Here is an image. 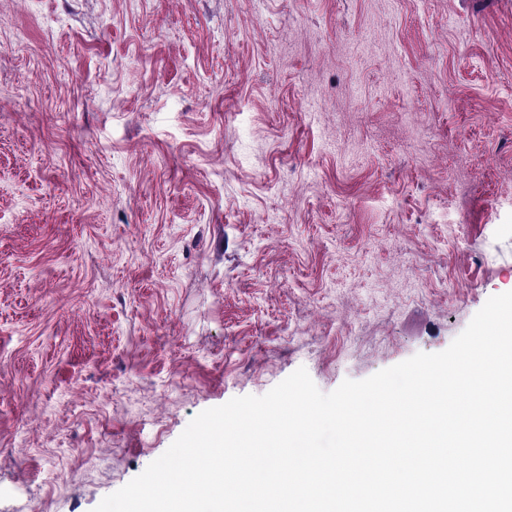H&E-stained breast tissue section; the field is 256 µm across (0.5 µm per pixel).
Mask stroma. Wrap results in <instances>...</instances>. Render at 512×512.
Here are the masks:
<instances>
[{
	"label": "stroma",
	"instance_id": "stroma-1",
	"mask_svg": "<svg viewBox=\"0 0 512 512\" xmlns=\"http://www.w3.org/2000/svg\"><path fill=\"white\" fill-rule=\"evenodd\" d=\"M512 291V0H0V512Z\"/></svg>",
	"mask_w": 512,
	"mask_h": 512
}]
</instances>
